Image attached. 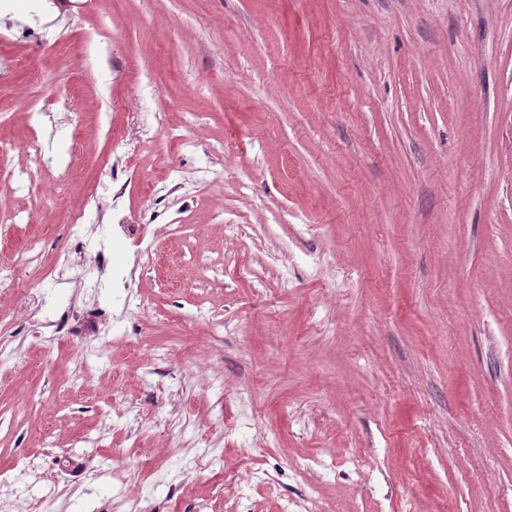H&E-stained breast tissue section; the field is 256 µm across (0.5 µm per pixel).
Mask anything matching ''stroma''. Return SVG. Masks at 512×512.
<instances>
[{"label":"stroma","instance_id":"1","mask_svg":"<svg viewBox=\"0 0 512 512\" xmlns=\"http://www.w3.org/2000/svg\"><path fill=\"white\" fill-rule=\"evenodd\" d=\"M34 136L66 184L17 189ZM34 236L13 512H111L134 443L149 512H512V0H0V261ZM156 261L157 253L153 240H146L145 236L138 238L136 249L131 254L132 269L154 265Z\"/></svg>","mask_w":512,"mask_h":512}]
</instances>
